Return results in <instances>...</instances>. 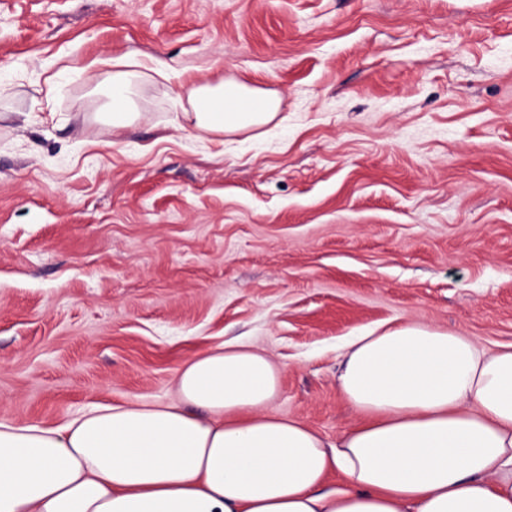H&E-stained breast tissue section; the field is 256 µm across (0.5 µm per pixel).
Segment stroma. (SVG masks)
Segmentation results:
<instances>
[{
  "label": "stroma",
  "instance_id": "obj_1",
  "mask_svg": "<svg viewBox=\"0 0 512 512\" xmlns=\"http://www.w3.org/2000/svg\"><path fill=\"white\" fill-rule=\"evenodd\" d=\"M187 78L279 113L180 127ZM404 320L512 344V0H0V420L169 398L242 339L332 441L340 344ZM139 72L118 70L112 75L111 106L108 120L112 128L120 129L129 126L135 118V108L130 98V88Z\"/></svg>",
  "mask_w": 512,
  "mask_h": 512
}]
</instances>
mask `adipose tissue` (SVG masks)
<instances>
[{"label": "adipose tissue", "mask_w": 512, "mask_h": 512, "mask_svg": "<svg viewBox=\"0 0 512 512\" xmlns=\"http://www.w3.org/2000/svg\"><path fill=\"white\" fill-rule=\"evenodd\" d=\"M135 77L112 76L113 128L135 118ZM180 88L207 133L279 109L233 80ZM279 387L271 359L225 343L179 367L173 400L0 420V512H512V345L414 321L352 337L338 390L361 421L333 443L268 413Z\"/></svg>", "instance_id": "1"}]
</instances>
